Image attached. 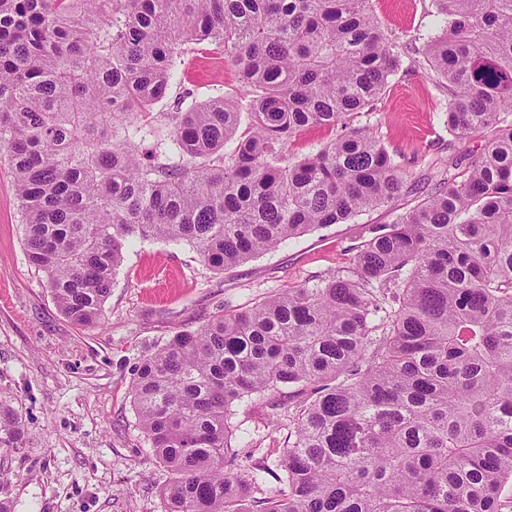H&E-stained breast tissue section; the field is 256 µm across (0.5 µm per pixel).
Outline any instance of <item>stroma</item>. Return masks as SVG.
Here are the masks:
<instances>
[{
    "label": "stroma",
    "mask_w": 512,
    "mask_h": 512,
    "mask_svg": "<svg viewBox=\"0 0 512 512\" xmlns=\"http://www.w3.org/2000/svg\"><path fill=\"white\" fill-rule=\"evenodd\" d=\"M400 51V66L372 109L353 126L373 128L405 174L388 204L288 239L217 272L185 243L129 244L104 304L102 323L82 327L58 310L44 272L28 259L13 176L0 163V401L22 435L0 443V499L14 512H165L159 491L169 473L138 426L131 382L142 358L178 329L193 330L221 311L320 282L351 267L373 226L413 209L446 179L456 161L479 156L491 134L452 136L444 123L448 93L422 54L438 31L432 0H372ZM177 78L196 100L242 98L222 48L197 44L177 59ZM264 400L235 406L236 445L247 463L275 466L286 428L267 422Z\"/></svg>",
    "instance_id": "1"
}]
</instances>
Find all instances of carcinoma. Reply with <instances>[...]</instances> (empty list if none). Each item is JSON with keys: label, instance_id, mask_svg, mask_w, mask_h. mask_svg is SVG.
<instances>
[{"label": "carcinoma", "instance_id": "1", "mask_svg": "<svg viewBox=\"0 0 512 512\" xmlns=\"http://www.w3.org/2000/svg\"><path fill=\"white\" fill-rule=\"evenodd\" d=\"M432 2L424 55L448 86V130L494 136L461 178L373 227L349 275L142 359L131 394L171 474L165 512H512V0ZM205 42L250 102L154 111L181 47ZM399 64L371 0H0V161L61 313L100 323L132 240L186 242L223 271L392 200L398 165L350 121ZM336 126L316 153L284 154ZM285 389L269 493L272 470L232 449V407L275 409ZM19 435L1 402L0 442ZM340 130V127L304 130L290 139L285 146V153L293 157L315 153L325 143L336 138Z\"/></svg>", "mask_w": 512, "mask_h": 512}]
</instances>
